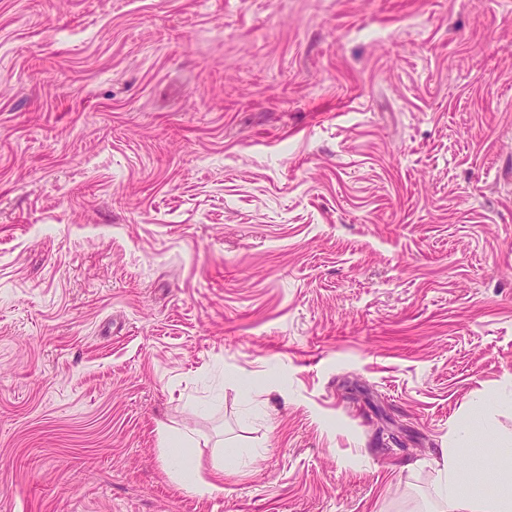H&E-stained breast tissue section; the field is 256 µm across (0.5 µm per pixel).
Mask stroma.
Instances as JSON below:
<instances>
[{
	"label": "stroma",
	"instance_id": "35a3bbf8",
	"mask_svg": "<svg viewBox=\"0 0 512 512\" xmlns=\"http://www.w3.org/2000/svg\"><path fill=\"white\" fill-rule=\"evenodd\" d=\"M509 376L512 0H0V512H428ZM191 439L187 436L168 434V475L185 491L199 499H211L224 494V459L213 466L206 478L195 459Z\"/></svg>",
	"mask_w": 512,
	"mask_h": 512
}]
</instances>
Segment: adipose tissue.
Returning a JSON list of instances; mask_svg holds the SVG:
<instances>
[{
	"instance_id": "obj_1",
	"label": "adipose tissue",
	"mask_w": 512,
	"mask_h": 512,
	"mask_svg": "<svg viewBox=\"0 0 512 512\" xmlns=\"http://www.w3.org/2000/svg\"><path fill=\"white\" fill-rule=\"evenodd\" d=\"M512 405V382L495 396L477 403L475 418L457 420L448 433V446L442 451V463L431 477L433 512H512V435L498 433L494 416L501 407ZM484 447L491 457L498 479L489 491L473 486V478L460 464L463 452ZM168 474L189 494L211 499L224 492V466L214 465L203 475L190 439L169 435L167 439Z\"/></svg>"
}]
</instances>
